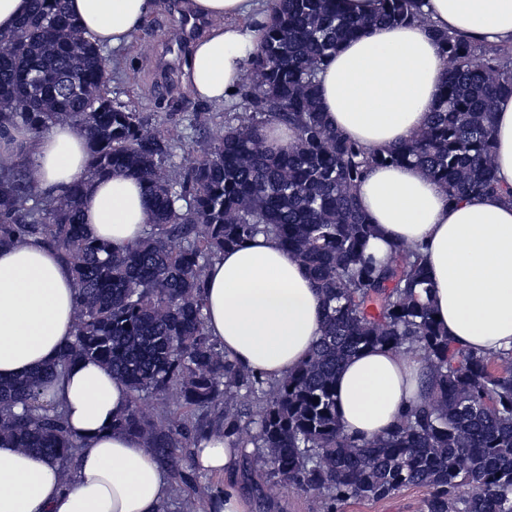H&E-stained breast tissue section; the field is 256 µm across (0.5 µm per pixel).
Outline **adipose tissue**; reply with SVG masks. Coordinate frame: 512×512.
Segmentation results:
<instances>
[{
  "mask_svg": "<svg viewBox=\"0 0 512 512\" xmlns=\"http://www.w3.org/2000/svg\"><path fill=\"white\" fill-rule=\"evenodd\" d=\"M157 0H69L76 23L102 47L120 48L156 10ZM187 13L211 26L192 48L182 82L196 98L221 104L267 23V0H186ZM433 26L483 43L512 44V0H424ZM431 28L412 22L342 41L318 78L326 124L380 152L425 125L445 80ZM500 191L449 199L412 164L371 167L356 194L376 232L366 251L379 259L395 245L418 247L437 324L456 348L486 355L512 350V96L493 126ZM55 196L89 179L81 198L87 233L123 249L147 222L144 189L126 172L88 178L85 132L56 124L41 136L0 128V171L18 161ZM205 326L225 354L255 375L278 380L310 357L323 330L321 298L306 268L271 235L226 250L204 284ZM76 286L61 254L31 240L0 247V378L21 377L54 360L75 334ZM427 365L385 346L352 356L336 375V416L345 433L377 439L425 392ZM62 405L80 446L71 482L58 462L0 443V512H161L165 475L141 440L113 431L129 391L95 362L73 364L43 394Z\"/></svg>",
  "mask_w": 512,
  "mask_h": 512,
  "instance_id": "1",
  "label": "adipose tissue"
}]
</instances>
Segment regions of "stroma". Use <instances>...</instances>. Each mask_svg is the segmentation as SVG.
Here are the masks:
<instances>
[{"label":"stroma","instance_id":"1","mask_svg":"<svg viewBox=\"0 0 512 512\" xmlns=\"http://www.w3.org/2000/svg\"><path fill=\"white\" fill-rule=\"evenodd\" d=\"M185 16L183 0H159L158 8L118 50L105 49L111 61L107 89L116 101L133 106L153 127L171 138L176 161L189 169L208 147L207 134L226 113L241 112V97L214 105L194 98L181 82L182 67L189 54L181 49L173 64H165L172 44L171 34ZM235 489L246 498L251 512H309V498L290 484L269 482L264 472L247 456H239L232 468L220 473L194 471L193 486L166 499L167 512H199L201 504L224 489ZM426 489L409 487L376 502L351 501L342 512H425Z\"/></svg>","mask_w":512,"mask_h":512}]
</instances>
